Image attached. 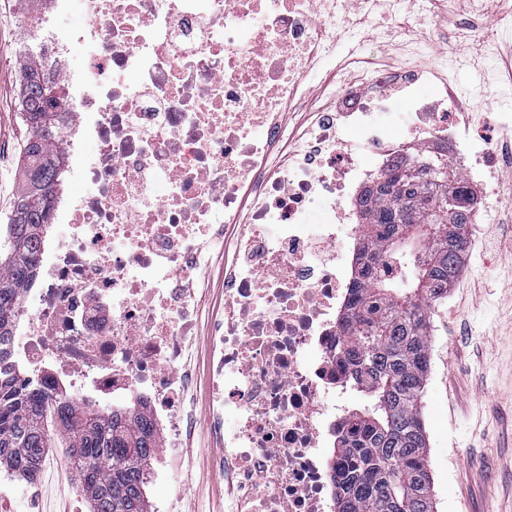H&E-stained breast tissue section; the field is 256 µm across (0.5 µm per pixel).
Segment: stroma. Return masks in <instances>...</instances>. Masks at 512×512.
Listing matches in <instances>:
<instances>
[{
  "label": "stroma",
  "instance_id": "35a3bbf8",
  "mask_svg": "<svg viewBox=\"0 0 512 512\" xmlns=\"http://www.w3.org/2000/svg\"><path fill=\"white\" fill-rule=\"evenodd\" d=\"M466 12L465 0H438L433 20L410 35L420 50L412 60L368 31L358 43L361 54L385 68L420 64L434 51L446 52L454 64L450 79L473 96L465 121L470 138L479 142L497 136L502 114L512 113V94L491 100L479 94L485 74L501 76L512 59V36L483 43L479 31L461 25ZM18 76L14 50L0 52V111L15 126L4 139L7 152L0 153V222L21 185V147L28 135ZM496 188L482 197L460 274L432 314L423 421L435 512H512V256L499 247L503 240L512 244L511 168L501 167ZM225 258L223 244L212 245L198 273L196 338L186 361L192 382L185 414L193 429L183 438L181 454L168 461L166 480L147 483L150 512L165 498L176 499L178 512H225L222 449L208 424L214 399L208 338L212 319L224 307ZM39 480L38 512H89L82 477L67 449H50Z\"/></svg>",
  "mask_w": 512,
  "mask_h": 512
}]
</instances>
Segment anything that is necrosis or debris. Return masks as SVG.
Wrapping results in <instances>:
<instances>
[{
  "label": "necrosis or debris",
  "mask_w": 512,
  "mask_h": 512,
  "mask_svg": "<svg viewBox=\"0 0 512 512\" xmlns=\"http://www.w3.org/2000/svg\"><path fill=\"white\" fill-rule=\"evenodd\" d=\"M408 1L426 21L433 0H88L85 21L61 33L51 17L68 0L26 7L22 28L40 42L18 58L65 96L56 128L84 191L52 212L68 235L40 245L0 372L106 420L117 407L146 413L150 473L163 477L182 440L194 276L237 225L211 324L222 395L208 419L235 420L219 459L227 512H336L348 208L400 153L375 113L408 114L421 145L496 191V149L462 132L443 84L420 95L415 69L370 70L354 92L338 79L334 110L285 126L318 63L355 51L377 13L402 15Z\"/></svg>",
  "instance_id": "obj_1"
}]
</instances>
